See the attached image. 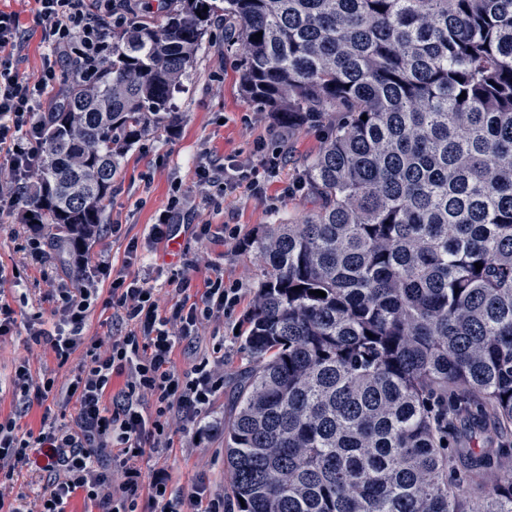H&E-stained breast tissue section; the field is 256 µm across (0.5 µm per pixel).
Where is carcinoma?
I'll list each match as a JSON object with an SVG mask.
<instances>
[{
  "label": "carcinoma",
  "instance_id": "cac0c4a2",
  "mask_svg": "<svg viewBox=\"0 0 512 512\" xmlns=\"http://www.w3.org/2000/svg\"><path fill=\"white\" fill-rule=\"evenodd\" d=\"M161 9L44 113L30 220L60 253L89 246L120 160L177 121L224 23L246 98L324 131L301 178L319 205L247 243L253 364L223 428L237 512H512V0ZM458 413L496 429L462 467Z\"/></svg>",
  "mask_w": 512,
  "mask_h": 512
}]
</instances>
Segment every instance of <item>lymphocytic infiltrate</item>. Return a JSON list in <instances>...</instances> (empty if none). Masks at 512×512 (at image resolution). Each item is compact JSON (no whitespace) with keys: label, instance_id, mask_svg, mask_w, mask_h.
Segmentation results:
<instances>
[{"label":"lymphocytic infiltrate","instance_id":"f902f5d3","mask_svg":"<svg viewBox=\"0 0 512 512\" xmlns=\"http://www.w3.org/2000/svg\"><path fill=\"white\" fill-rule=\"evenodd\" d=\"M37 17L49 47L36 82L14 69L13 50L22 41L17 16L0 10V149L7 154L10 180L0 184V215L20 208L18 187L39 168L41 136L38 118L42 99L55 85L58 73L70 70L81 82L91 80L112 52V30L135 13L134 0H36ZM262 160L240 165L202 163L200 185H221L225 194L247 190L265 196L280 168V148L256 144ZM97 272L112 288L110 342L93 346L80 372L59 379L47 371L33 377L26 362H19L11 379L14 411L0 419V512H68L70 501L83 496L99 512H138L141 496H148L154 512H178L179 492L166 470L144 471L138 453L146 442L168 443L175 416L206 418L221 386L209 356H201L191 371L178 373L174 354L193 343L203 322L214 313L232 315L242 298L238 283L223 274L208 280L196 298L178 283L177 298L165 306L158 289L147 278L114 269L101 255ZM94 288L55 289L56 306L51 328L38 327L32 335L50 346L58 361H67L81 342V331L92 303ZM123 378L114 387V378ZM74 402L72 421L43 417L39 431L20 426L31 404ZM43 451L41 473L31 496L7 499L4 488L30 461L31 449Z\"/></svg>","mask_w":512,"mask_h":512}]
</instances>
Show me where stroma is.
<instances>
[{
	"label": "stroma",
	"mask_w": 512,
	"mask_h": 512,
	"mask_svg": "<svg viewBox=\"0 0 512 512\" xmlns=\"http://www.w3.org/2000/svg\"><path fill=\"white\" fill-rule=\"evenodd\" d=\"M0 9L16 12L23 32V47L15 58L20 76L37 81L44 54L42 26L36 17L34 0H0ZM240 64L237 56L224 50V30L214 28L205 37L194 63L183 81L175 100L176 123L165 130L149 132L126 153L118 176L112 183V202L106 214L109 225L122 227L121 237L101 232L89 245L88 267L76 269L68 256L47 249L46 263L39 266L27 256L24 245L29 228L22 217L0 218V264L6 277L0 281V300L8 302L15 312L16 326L11 335L0 338V380L9 381L19 360H28L32 375L55 371L69 378L85 361L86 349L111 334V296L109 282L99 286L98 299L85 321L84 341L58 364L55 355L44 345L35 343L29 329L37 319H50L54 308L51 279H62L81 286L92 279L93 266L101 254H108L114 267L125 266L126 246L138 242V258L128 267L130 273L147 276L154 287L169 290L171 275L186 281L190 292L202 291L215 273L225 280L239 282L244 297L232 316L217 315L199 332L198 348L220 350L224 361L216 367V375L224 385L217 393L212 419L227 418L240 373L251 363L240 332L250 309L262 260L247 246L248 240L264 225L300 217L313 209L314 202L303 192L282 198L278 192L296 183L299 170L319 151L322 132L315 127L300 126L284 143V159L278 176L269 185L267 199H258L241 192L233 196L218 190L203 189L197 177L202 157L223 162L225 157L248 156L257 137H271L277 121L274 113L256 112L240 91ZM256 112L252 125H244V113ZM196 198L197 207L179 233V247L188 250L194 259L191 267H183L179 255L168 256L166 245L147 244L150 224L165 209L173 184ZM208 224L209 239L196 241L192 227ZM239 225L237 239L224 238L223 225ZM143 469H166L182 499V512H191L192 493L206 486L211 495L223 498L232 506L231 473L224 462L222 432L205 433L197 420L177 417L173 420L171 446L165 450L146 448L138 460Z\"/></svg>",
	"instance_id": "35a3bbf8"
}]
</instances>
